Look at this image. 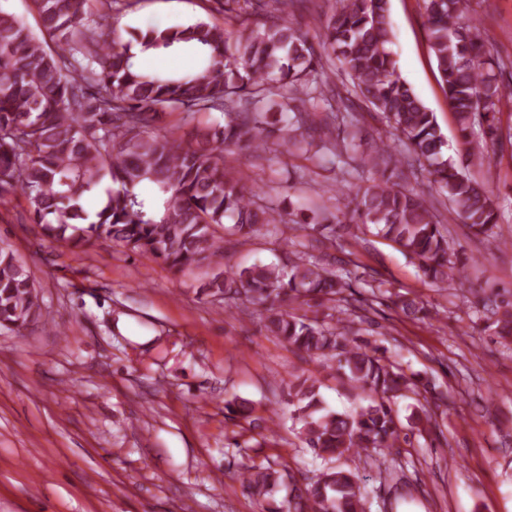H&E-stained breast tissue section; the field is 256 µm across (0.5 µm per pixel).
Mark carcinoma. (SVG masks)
Returning <instances> with one entry per match:
<instances>
[{
    "label": "carcinoma",
    "mask_w": 512,
    "mask_h": 512,
    "mask_svg": "<svg viewBox=\"0 0 512 512\" xmlns=\"http://www.w3.org/2000/svg\"><path fill=\"white\" fill-rule=\"evenodd\" d=\"M41 36L15 15L0 11V205L4 192L26 194L42 235L74 248L108 240L132 253L160 260L177 271L211 269L199 292L219 302L245 297L263 315L264 328L292 347L336 364L367 404L351 412L322 405L317 379H298L290 402L298 434L317 457L330 463L318 478L270 512H370L371 501L352 471L331 465L354 453L386 457L408 443L390 405L396 396L427 390L422 378L384 359L379 348L352 327L365 322L352 292L360 264L336 268V257L278 227L279 206L268 184L247 189L224 152L267 149L271 129L289 153L309 137L317 152L342 163V187L354 191L344 208H317L329 236L346 223L374 227L418 263L436 285L460 289L465 266L450 259L432 193L399 182L405 166L421 168L475 235L499 224V207L488 184L468 176L448 158L447 141L432 112L401 77L393 52L389 0H339L324 26V54L316 53L292 20L291 8L309 0H222L240 28L198 21L149 28L136 36L141 51L194 53L190 66L149 71L111 26L107 11L92 14L89 0H32ZM466 0H423L426 23L448 107L454 113L466 156L480 166L512 126L502 130L499 104L509 94L494 69L505 68L485 43L479 22L464 17ZM342 70L337 86L325 64ZM101 86L105 92H95ZM362 97L390 128L368 154H356L359 119L353 98ZM323 105L315 127L312 112ZM220 111L224 124L195 126L177 136L153 131L163 115ZM384 165L363 188L365 170ZM112 188L94 215L83 200L103 178ZM150 192H143L144 186ZM250 237L262 224L279 262L224 270V225ZM339 313L335 324L300 314L305 306ZM409 319L425 312L414 298L396 295ZM483 307L495 335L512 338V289L496 291ZM42 317L26 265L0 248V326H27ZM243 484L258 499H271L285 474L247 466Z\"/></svg>",
    "instance_id": "obj_1"
}]
</instances>
